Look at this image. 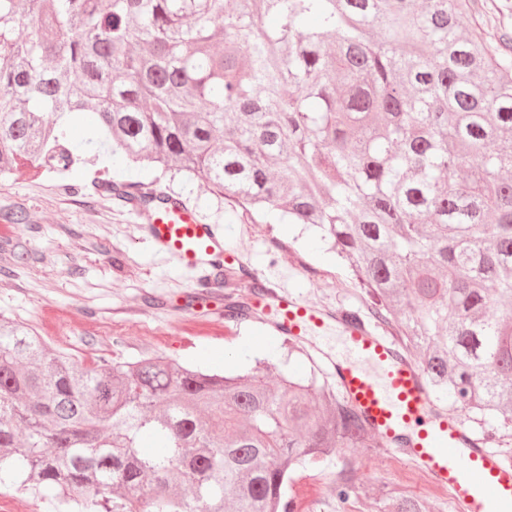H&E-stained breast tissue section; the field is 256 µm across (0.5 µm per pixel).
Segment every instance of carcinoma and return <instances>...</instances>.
Masks as SVG:
<instances>
[{
	"mask_svg": "<svg viewBox=\"0 0 512 512\" xmlns=\"http://www.w3.org/2000/svg\"><path fill=\"white\" fill-rule=\"evenodd\" d=\"M469 0H0V175L151 164L326 233L426 374L512 426V65ZM77 114L89 135L70 138ZM142 213L169 196L101 179ZM85 364L0 319V483L69 512H295L374 433L322 381ZM354 462L336 507L371 497ZM383 512H426L391 488ZM345 459L341 456H332L327 459L320 470L297 468L292 472L290 493L296 496V504H301V509L296 512H312L314 504H321L318 512H336V501L327 495V489L336 471L341 467Z\"/></svg>",
	"mask_w": 512,
	"mask_h": 512,
	"instance_id": "obj_1",
	"label": "carcinoma"
}]
</instances>
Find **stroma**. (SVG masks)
<instances>
[{
	"instance_id": "stroma-1",
	"label": "stroma",
	"mask_w": 512,
	"mask_h": 512,
	"mask_svg": "<svg viewBox=\"0 0 512 512\" xmlns=\"http://www.w3.org/2000/svg\"><path fill=\"white\" fill-rule=\"evenodd\" d=\"M463 23L477 28L492 54L512 63V9L506 0H475ZM133 174L185 201L202 222L219 225L225 252L239 257L247 273L265 276L307 307L357 310L371 331L394 338L390 327L370 317L363 290L316 231L253 222L198 183L157 180L153 168ZM96 177L88 167L65 183L26 165L0 177L1 316L84 362L161 356L244 374L263 360L276 376L305 375L315 364L327 367L325 352L341 347L335 330L293 341L263 321L226 319L220 287L207 307L195 306L197 271L185 268L176 255L156 252L144 238L143 219L118 197L97 191ZM73 183L81 184L83 193H72ZM352 456L356 482L378 493L392 482L414 494L381 447L358 448ZM342 463L333 456L321 469L292 472L290 490L300 512L315 506L336 512L327 489Z\"/></svg>"
}]
</instances>
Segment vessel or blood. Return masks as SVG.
<instances>
[{"mask_svg":"<svg viewBox=\"0 0 512 512\" xmlns=\"http://www.w3.org/2000/svg\"><path fill=\"white\" fill-rule=\"evenodd\" d=\"M151 242L190 267L224 264V242L183 204H166L147 224ZM247 312L269 320L285 336L299 337L334 322L344 346L336 378L386 450L405 454L447 487L465 512H512V463L488 448L453 417L437 413L419 366L365 324L325 314L254 279Z\"/></svg>","mask_w":512,"mask_h":512,"instance_id":"obj_1","label":"vessel or blood"}]
</instances>
